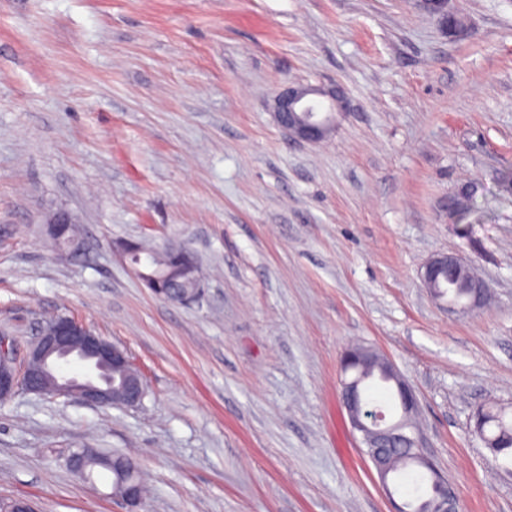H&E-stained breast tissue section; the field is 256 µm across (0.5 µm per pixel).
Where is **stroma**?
Returning <instances> with one entry per match:
<instances>
[{"mask_svg":"<svg viewBox=\"0 0 512 512\" xmlns=\"http://www.w3.org/2000/svg\"><path fill=\"white\" fill-rule=\"evenodd\" d=\"M0 0V331L30 343L71 315L125 347L141 404L21 393L0 403V498L129 512L69 453L132 457L138 512H393L339 399L350 346L388 357L420 400L458 512H512V461L473 432L512 407V0ZM287 83L339 87L317 144L276 124ZM479 190L449 218L448 197ZM56 209L84 251H58ZM471 234H460L462 224ZM185 243L193 304L157 298L120 241ZM451 254L491 291L435 302ZM421 7L430 14H439L444 22H448V34L457 35L464 30V17L459 14H453L448 18V14L454 11L449 9L447 0H420ZM47 231L50 235L55 247L62 252L69 251L70 254H77L82 250L81 245L79 242L73 241L66 246H63L60 244L57 233H56V224H61V238L62 240L68 239V238H74L76 237V231L77 227L75 225V222L73 221L72 217L65 212H54L52 213L47 222Z\"/></svg>","mask_w":512,"mask_h":512,"instance_id":"35a3bbf8","label":"stroma"}]
</instances>
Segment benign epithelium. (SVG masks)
<instances>
[{"label":"benign epithelium","instance_id":"obj_1","mask_svg":"<svg viewBox=\"0 0 512 512\" xmlns=\"http://www.w3.org/2000/svg\"><path fill=\"white\" fill-rule=\"evenodd\" d=\"M421 7L430 14H437L448 20V0H420ZM343 99L336 88H315L286 85L273 100V112L277 125L295 140L317 143L323 140L335 127L336 101ZM72 217L65 212H54L47 220V231L55 247L62 252L77 254L81 245L73 241L61 245L56 225L71 224ZM460 260L452 255L432 257L424 266L421 278L426 287L433 289V295L444 298L443 293L434 290L441 271ZM140 280L153 292L164 299L180 304L197 301L203 292L200 275L194 276V287L186 288L180 282L167 276L158 278L144 271ZM469 280L473 288L471 302L464 310H473L483 305L487 288L475 273ZM401 405L410 416L419 411L417 397L403 379L393 381ZM40 396H74L85 405L125 407L138 406L146 395V386L138 371L134 370L125 348L111 342L83 322L63 318L50 330L41 333L27 348L22 349L7 335L0 336V396L18 391ZM342 402L348 413L351 428L359 432L366 445L365 453L374 459L379 448L391 442H405L413 448H423L422 439L415 432L408 431V423L382 422V417L368 411L360 381L342 382ZM100 454L79 448L67 459L71 471L87 478L85 467L88 461ZM112 484L122 488L119 498L135 508L143 501V488L138 482L139 468L127 456L112 458Z\"/></svg>","mask_w":512,"mask_h":512}]
</instances>
